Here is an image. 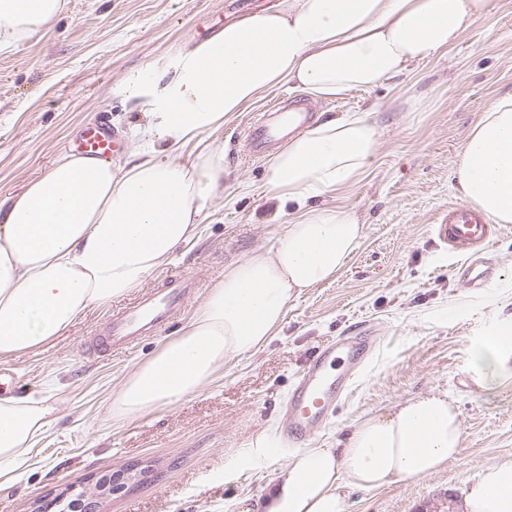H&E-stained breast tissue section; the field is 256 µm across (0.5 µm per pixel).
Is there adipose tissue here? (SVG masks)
<instances>
[{"label":"adipose tissue","instance_id":"ef3b65f1","mask_svg":"<svg viewBox=\"0 0 512 512\" xmlns=\"http://www.w3.org/2000/svg\"><path fill=\"white\" fill-rule=\"evenodd\" d=\"M64 0H0V50L39 35ZM489 0H273L225 23L173 66L126 76V101L149 108L126 160L60 151L42 175L0 200V359L35 352L97 306L121 300L194 239L224 190L229 165L217 135L262 94L289 85L316 100L368 91L409 63L445 53ZM376 113L317 121L288 140L267 169L268 193L295 213L270 247L225 270L179 335L122 383L112 414L132 420L197 393L234 357L259 350L288 304L337 276L365 237L346 206L317 205L361 182L379 153ZM189 148L181 157V148ZM459 196L493 223H512V89L470 129L456 161ZM512 339L496 332L474 351L476 383L503 379ZM45 398L0 395V477L55 420ZM463 437L447 393L406 401L355 424L333 448L293 456L266 483L256 512H347L349 490L434 475ZM466 512H512V461L486 467Z\"/></svg>","mask_w":512,"mask_h":512}]
</instances>
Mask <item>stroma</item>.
Masks as SVG:
<instances>
[{"label": "stroma", "instance_id": "obj_1", "mask_svg": "<svg viewBox=\"0 0 512 512\" xmlns=\"http://www.w3.org/2000/svg\"><path fill=\"white\" fill-rule=\"evenodd\" d=\"M270 0H66L40 39L0 51V198L43 174L78 128L99 121L119 137L144 127L120 84L150 62L174 64L210 19L230 21ZM512 88V0H490L487 16L447 54L412 63L397 83L311 101L315 118L366 108L383 116L381 148L370 174L341 201L366 224V236L342 271L288 305L262 350L233 358L214 382L133 421L112 416L118 385L190 319L228 267L284 228L266 198L267 160L245 159L252 117L238 113L222 140L233 178L198 237L179 248L148 288L169 271L192 272L197 291L166 322L115 353L100 346L119 303L93 308L64 336L37 352L0 361L6 390L43 395L56 421L16 477L0 479V512H60L104 476L110 492L99 512H252L289 456L255 447L279 433L290 390L308 358L352 329L376 343L333 420L306 442L332 448L351 426L407 399L447 392L460 413L458 458L441 472L351 492L347 512H465L469 483L487 466L512 460V377L479 387L471 355L491 331L512 328V224L500 225L482 254L496 271L475 291L459 275L462 256L434 235L459 202L457 153L496 92ZM423 101L414 120L405 112Z\"/></svg>", "mask_w": 512, "mask_h": 512}]
</instances>
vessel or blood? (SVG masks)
Here are the masks:
<instances>
[{"instance_id": "vessel-or-blood-1", "label": "vessel or blood", "mask_w": 512, "mask_h": 512, "mask_svg": "<svg viewBox=\"0 0 512 512\" xmlns=\"http://www.w3.org/2000/svg\"><path fill=\"white\" fill-rule=\"evenodd\" d=\"M311 119L312 114L303 103L285 96L276 97L247 129L248 157H267L306 127ZM118 147L116 135L103 121L85 127L71 142L73 152L91 159L108 158ZM435 232L442 243L461 251L482 246L494 234L495 227L475 208L453 205L436 225ZM461 275L471 288L480 289L492 281L494 272L474 260L462 267ZM196 286L192 276H180L174 287L144 295L136 305L114 318L109 337L113 350H123L138 337L158 332L170 312L179 307L184 296ZM364 357V349L352 337L339 338L314 353L291 390L287 419L281 428V442L296 444L302 436L332 420L338 404L347 396L355 380L354 367Z\"/></svg>"}]
</instances>
